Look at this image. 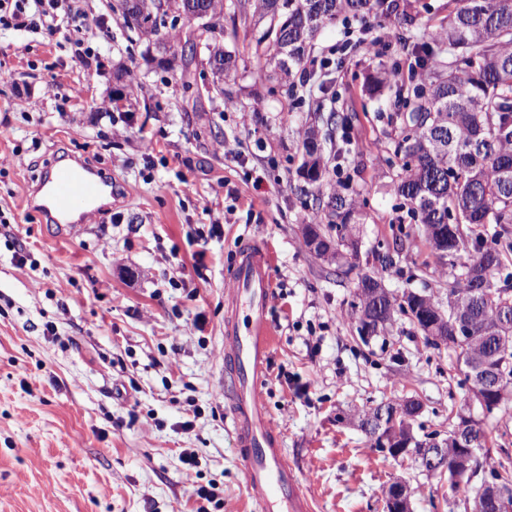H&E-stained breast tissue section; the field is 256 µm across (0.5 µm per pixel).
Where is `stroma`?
<instances>
[{"label": "stroma", "mask_w": 512, "mask_h": 512, "mask_svg": "<svg viewBox=\"0 0 512 512\" xmlns=\"http://www.w3.org/2000/svg\"><path fill=\"white\" fill-rule=\"evenodd\" d=\"M80 8L102 61L81 100L65 97L79 67L62 35L0 36L11 74L0 79V512H195L201 487L217 494L208 512H255L224 406V289L234 253L252 241L272 256L266 404L313 512H386L383 490L398 479L412 489L411 512H464L474 483L449 487L339 419L413 396L425 431L447 430L469 396L451 351L405 321L361 340L347 318L355 275L335 276L299 224L311 126L332 142L330 182L343 167L349 195L366 204L364 248L398 224L387 158L401 122L393 96L364 84L413 62L401 28L353 17L325 26L292 96L255 73L252 32L221 18L237 59L223 96L204 91L203 74L200 93L183 92L108 0ZM332 109L356 112L350 130L324 128ZM63 156L119 190L68 236L26 201ZM430 258L411 235L386 288L401 292L410 273L414 287H436Z\"/></svg>", "instance_id": "stroma-1"}]
</instances>
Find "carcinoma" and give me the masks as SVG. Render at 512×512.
Listing matches in <instances>:
<instances>
[{"label":"carcinoma","instance_id":"carcinoma-1","mask_svg":"<svg viewBox=\"0 0 512 512\" xmlns=\"http://www.w3.org/2000/svg\"><path fill=\"white\" fill-rule=\"evenodd\" d=\"M447 21L435 30L439 46H413L421 73L414 79L367 80L375 93L383 83L394 89L401 131L390 152L396 159L392 188L399 209L413 221L437 262V293L426 297L407 288L391 294L393 308L370 317L362 300H354L347 312L360 337L377 336L401 320L438 349L446 346L455 364L469 381L468 364L472 336H484L483 348L493 351L504 341L512 347V0H451ZM113 13L124 25L146 37L159 36L168 13L177 10L199 20L212 19L229 10L232 20L244 25H265L257 39L253 68L265 74L276 63L280 85L293 91V70L302 66L308 45L319 31L342 16L412 21L414 0H113ZM224 30L203 27L185 36L180 46L185 65L195 62L196 40L204 39L206 64L218 77L214 89L224 92V82L237 74L234 56L224 50ZM354 113L329 111L326 126L343 130L352 126ZM301 165L306 185L299 187L301 207L312 211L302 219L303 236L325 246L316 253L336 264V275H346L348 259L360 253L357 226L364 210L358 200L334 188L323 193L326 165L318 133L306 132ZM443 233L445 244L436 241ZM399 233L392 241L371 251L373 263L357 276V283L377 286L396 271L403 251ZM448 296L444 314L448 340L438 341L431 325L433 314L425 299L440 304ZM412 418L400 416L380 434L391 440L399 429L410 448H419L436 432L415 435ZM475 451L490 471L497 474L512 505V454L497 444L491 431L479 427Z\"/></svg>","mask_w":512,"mask_h":512}]
</instances>
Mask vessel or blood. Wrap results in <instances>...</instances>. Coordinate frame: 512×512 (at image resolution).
I'll use <instances>...</instances> for the list:
<instances>
[{
  "mask_svg": "<svg viewBox=\"0 0 512 512\" xmlns=\"http://www.w3.org/2000/svg\"><path fill=\"white\" fill-rule=\"evenodd\" d=\"M111 184L107 174L59 158L42 182L49 203L41 211L47 223H64L76 230L70 215L83 212ZM270 265L268 253L254 245L244 248L233 262L225 290L224 400L244 477L260 512H310L294 467L281 450V431L265 405L262 379L272 345L267 319L273 294Z\"/></svg>",
  "mask_w": 512,
  "mask_h": 512,
  "instance_id": "vessel-or-blood-1",
  "label": "vessel or blood"
}]
</instances>
